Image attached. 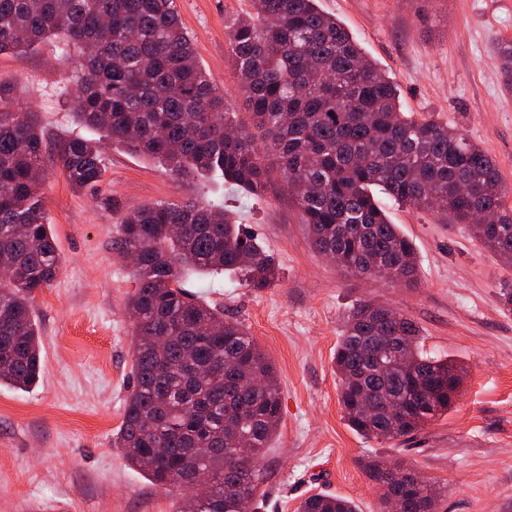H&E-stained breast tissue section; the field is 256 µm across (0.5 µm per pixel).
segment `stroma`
Segmentation results:
<instances>
[{
  "label": "stroma",
  "mask_w": 512,
  "mask_h": 512,
  "mask_svg": "<svg viewBox=\"0 0 512 512\" xmlns=\"http://www.w3.org/2000/svg\"><path fill=\"white\" fill-rule=\"evenodd\" d=\"M395 83L404 111L458 128L496 161L512 192V93L494 51L512 40V0H318ZM210 81L237 112L227 39L251 0H176ZM74 62L55 38L29 53L0 54V82L41 116L51 137H94L78 124L68 88ZM96 188L74 192L50 172L46 215L62 257L52 286L34 302L43 373L26 391L0 386V512H177L183 495L131 467L112 436L132 386L133 327L125 311L132 269L114 248L128 206L219 202L275 259L270 287L236 275L191 273L185 290L242 321L274 364L281 421L262 466L257 512H296L315 493L378 512L381 489L367 458L409 465L442 488L437 512H512V288L505 264L464 224L433 211L378 199L412 240L413 284L341 273L312 248L282 191L275 158L258 196L231 192L220 174L174 179L161 164L117 146L102 153ZM374 301L413 320L427 354L463 370L458 397L420 432L381 442L349 428L338 401L333 355L344 318Z\"/></svg>",
  "instance_id": "1"
}]
</instances>
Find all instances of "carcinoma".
<instances>
[{
    "label": "carcinoma",
    "instance_id": "1",
    "mask_svg": "<svg viewBox=\"0 0 512 512\" xmlns=\"http://www.w3.org/2000/svg\"><path fill=\"white\" fill-rule=\"evenodd\" d=\"M50 36L61 38L62 56L79 51L78 122L176 179L218 170L253 195L266 190L271 154L314 250L345 273L387 266L398 281L415 280V248L375 188L455 224L483 214L474 236L512 261V206L496 161L462 131L403 112L394 83L317 0H256L255 13L229 27L249 123L203 70L175 0H0V53ZM497 55L511 92L512 41ZM50 166L72 189L92 188L104 176L100 141L51 138L0 83V385L22 391L42 372L33 303L62 268L44 200ZM115 245L136 257V288L127 299L134 384L113 444L151 482L191 490L179 512H242L264 481L260 460L281 419L276 369L242 323L192 298L181 280L235 273L261 289L279 279L278 266L231 211L195 201L127 210ZM420 340L411 319L369 301L344 320L334 365L354 431L405 437L448 411L462 371ZM242 440L246 459L237 458ZM366 469L381 486V512H435L440 489L414 470L400 464L394 474L377 460ZM199 470L208 480L195 484ZM297 512L358 508L317 493Z\"/></svg>",
    "mask_w": 512,
    "mask_h": 512
}]
</instances>
